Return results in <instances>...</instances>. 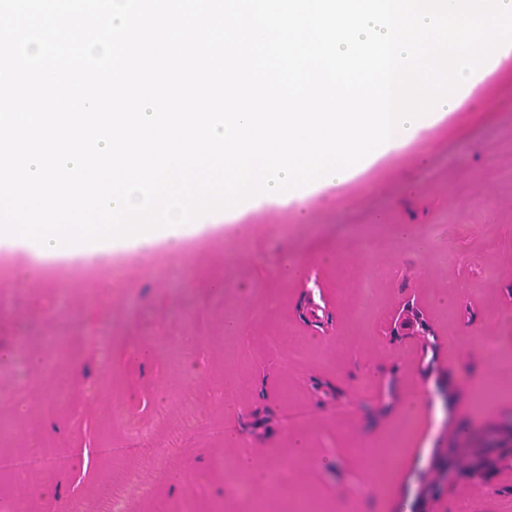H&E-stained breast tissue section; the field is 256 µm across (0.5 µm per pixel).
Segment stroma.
I'll return each mask as SVG.
<instances>
[{"label":"stroma","instance_id":"1","mask_svg":"<svg viewBox=\"0 0 512 512\" xmlns=\"http://www.w3.org/2000/svg\"><path fill=\"white\" fill-rule=\"evenodd\" d=\"M305 206L304 222L295 203L252 209L183 254L119 252L44 280L16 279L21 255L0 250V495L17 453L75 448L83 468L24 473L20 512H75L130 473L153 494L129 489L127 512H256L276 501L274 471L312 512H512V458L476 478L442 455L512 418V383L484 349L512 359V57L414 143Z\"/></svg>","mask_w":512,"mask_h":512}]
</instances>
